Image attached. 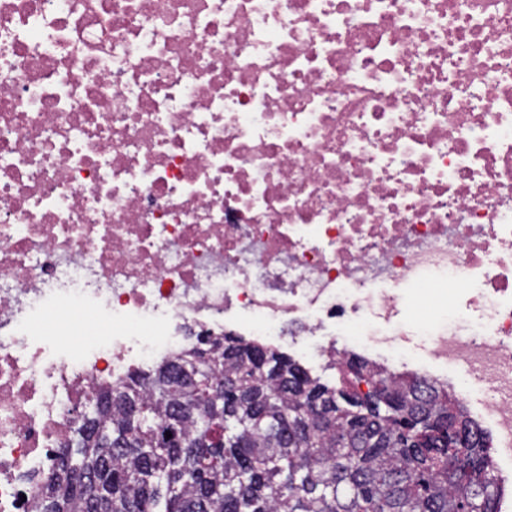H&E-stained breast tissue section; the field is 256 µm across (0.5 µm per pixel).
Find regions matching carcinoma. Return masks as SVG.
Returning a JSON list of instances; mask_svg holds the SVG:
<instances>
[{
  "mask_svg": "<svg viewBox=\"0 0 512 512\" xmlns=\"http://www.w3.org/2000/svg\"><path fill=\"white\" fill-rule=\"evenodd\" d=\"M327 368L226 334L135 369L96 393L39 512H497L489 437L448 386L355 354Z\"/></svg>",
  "mask_w": 512,
  "mask_h": 512,
  "instance_id": "obj_1",
  "label": "carcinoma"
}]
</instances>
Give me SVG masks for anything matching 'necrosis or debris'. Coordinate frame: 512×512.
<instances>
[{"mask_svg":"<svg viewBox=\"0 0 512 512\" xmlns=\"http://www.w3.org/2000/svg\"><path fill=\"white\" fill-rule=\"evenodd\" d=\"M227 333L457 371L512 465V0H0V512Z\"/></svg>","mask_w":512,"mask_h":512,"instance_id":"obj_1","label":"necrosis or debris"}]
</instances>
